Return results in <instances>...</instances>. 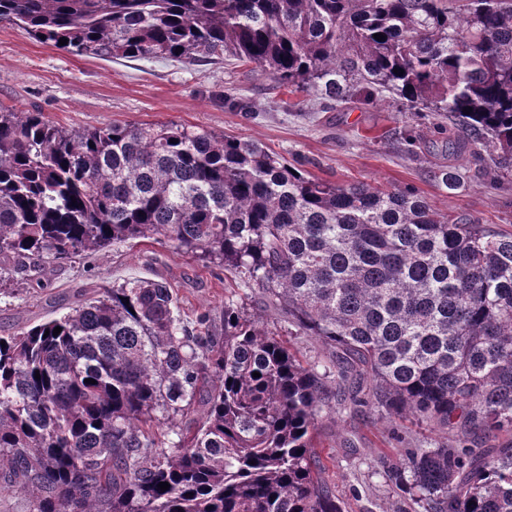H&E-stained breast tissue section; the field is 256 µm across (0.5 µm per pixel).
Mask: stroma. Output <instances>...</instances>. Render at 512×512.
I'll list each match as a JSON object with an SVG mask.
<instances>
[{"label":"stroma","instance_id":"1","mask_svg":"<svg viewBox=\"0 0 512 512\" xmlns=\"http://www.w3.org/2000/svg\"><path fill=\"white\" fill-rule=\"evenodd\" d=\"M0 107L41 112L70 130L177 123L223 138L254 140L309 176L339 184L411 187L439 212L465 213L512 233V184L491 188L484 161L468 155L453 160L448 135L437 132L430 113L369 109L355 100L326 108L317 96L289 92L255 66L232 59L188 63L78 55L1 21ZM450 165L463 175L454 189L434 177ZM136 279L170 286L186 322L205 313L213 325L222 326L224 300L233 298L241 312L279 334L303 364L321 369L329 363L321 342L289 334L283 317L264 306L257 289L155 240L122 243L58 263L39 281L0 291V335L60 317L101 289ZM445 435L428 424L361 406L318 418L314 452L320 475L344 512H424L389 480L384 466Z\"/></svg>","mask_w":512,"mask_h":512}]
</instances>
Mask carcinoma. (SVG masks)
Masks as SVG:
<instances>
[{"mask_svg": "<svg viewBox=\"0 0 512 512\" xmlns=\"http://www.w3.org/2000/svg\"><path fill=\"white\" fill-rule=\"evenodd\" d=\"M2 19L77 53L227 56L292 93L434 112L448 152L512 179V0H0ZM145 239L258 289L335 353L353 402L456 431L387 470L427 512H512V444L472 440L512 431V234L253 141L0 108V281ZM328 377L230 299L219 332L163 282L105 288L0 336V491L31 512H343L313 469Z\"/></svg>", "mask_w": 512, "mask_h": 512, "instance_id": "carcinoma-1", "label": "carcinoma"}]
</instances>
